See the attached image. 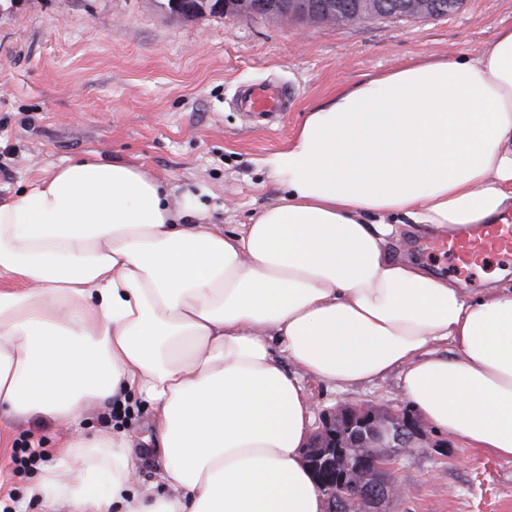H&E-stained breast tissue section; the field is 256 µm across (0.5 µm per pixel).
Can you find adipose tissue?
Here are the masks:
<instances>
[{
	"mask_svg": "<svg viewBox=\"0 0 512 512\" xmlns=\"http://www.w3.org/2000/svg\"><path fill=\"white\" fill-rule=\"evenodd\" d=\"M282 203L223 231L149 171L89 154L0 199V422L70 428L45 512H325L310 378L397 376L430 427L512 459V285L468 294L394 255L512 211V28L309 109L264 161ZM153 411L166 494L89 403Z\"/></svg>",
	"mask_w": 512,
	"mask_h": 512,
	"instance_id": "1",
	"label": "adipose tissue"
}]
</instances>
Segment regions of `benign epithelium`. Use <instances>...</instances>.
I'll return each mask as SVG.
<instances>
[{
	"label": "benign epithelium",
	"instance_id": "obj_1",
	"mask_svg": "<svg viewBox=\"0 0 512 512\" xmlns=\"http://www.w3.org/2000/svg\"><path fill=\"white\" fill-rule=\"evenodd\" d=\"M402 0H328L338 25L387 19L393 15H419L431 18L445 11H459L465 0H411L402 9ZM319 0H290L286 19L300 25L314 24ZM442 443L430 440L422 419L404 405L385 407L375 402H340L322 410L308 435L304 462L314 471L325 468L341 471L340 482L323 481L326 512H344L346 504L357 512H381L388 499L401 495L390 471L374 477L363 473L354 461L367 457H403L419 448H438Z\"/></svg>",
	"mask_w": 512,
	"mask_h": 512
}]
</instances>
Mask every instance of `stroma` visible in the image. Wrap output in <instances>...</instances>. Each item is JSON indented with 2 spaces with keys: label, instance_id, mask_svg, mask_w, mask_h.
<instances>
[{
  "label": "stroma",
  "instance_id": "1",
  "mask_svg": "<svg viewBox=\"0 0 512 512\" xmlns=\"http://www.w3.org/2000/svg\"><path fill=\"white\" fill-rule=\"evenodd\" d=\"M511 26L512 0H465L442 18L302 30L282 19L186 20L163 0H0V197L94 152L149 168L173 202L193 194L207 223L232 229L280 203L284 192L262 161L287 144L309 108L420 57L476 54ZM265 79L294 93L269 127L245 118L234 98L239 86ZM304 385L318 410L400 396L393 377L348 390L309 378ZM83 426L134 436L139 489L167 493L142 401L93 406ZM68 438L40 419L10 428L0 449V512H44L29 489ZM447 442L446 454L395 462L403 494L386 512H512V460L454 436ZM29 446L43 455L20 464Z\"/></svg>",
  "mask_w": 512,
  "mask_h": 512
}]
</instances>
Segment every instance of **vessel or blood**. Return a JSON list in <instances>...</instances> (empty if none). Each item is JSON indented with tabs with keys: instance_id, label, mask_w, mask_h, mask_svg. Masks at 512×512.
<instances>
[{
	"instance_id": "1",
	"label": "vessel or blood",
	"mask_w": 512,
	"mask_h": 512,
	"mask_svg": "<svg viewBox=\"0 0 512 512\" xmlns=\"http://www.w3.org/2000/svg\"><path fill=\"white\" fill-rule=\"evenodd\" d=\"M288 100L287 86L277 83H260L245 90L241 108L245 116L283 112ZM441 248L447 253L455 268L473 270L479 267L487 254L496 253L503 258H512V216L488 224L474 236H452L442 241Z\"/></svg>"
}]
</instances>
